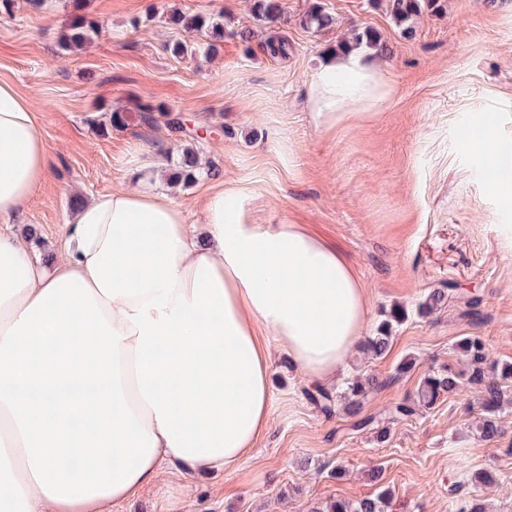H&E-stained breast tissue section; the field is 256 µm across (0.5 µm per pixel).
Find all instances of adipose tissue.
<instances>
[{
    "instance_id": "ef3b65f1",
    "label": "adipose tissue",
    "mask_w": 512,
    "mask_h": 512,
    "mask_svg": "<svg viewBox=\"0 0 512 512\" xmlns=\"http://www.w3.org/2000/svg\"><path fill=\"white\" fill-rule=\"evenodd\" d=\"M391 93L371 52L329 54L307 110L330 132L373 119ZM45 176L35 114L0 83L1 224ZM150 181L84 204L50 265L0 234V512H103L161 463L233 467L269 426L274 352L328 384L365 332L364 287L335 245L251 223L232 187L189 224Z\"/></svg>"
}]
</instances>
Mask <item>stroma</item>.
I'll return each instance as SVG.
<instances>
[{
  "label": "stroma",
  "instance_id": "obj_1",
  "mask_svg": "<svg viewBox=\"0 0 512 512\" xmlns=\"http://www.w3.org/2000/svg\"><path fill=\"white\" fill-rule=\"evenodd\" d=\"M315 2L335 27L302 26ZM281 3L283 22L266 27L256 25L247 0H87L103 28L77 52L58 46L69 0L38 8L22 0L13 17L0 18V82L28 100L47 150L44 182L0 233L33 229L28 247L53 261L77 217L73 199L90 200L177 157L180 141L165 130L98 129L107 110L151 98L223 128L197 145L219 175L172 193L189 223L202 222L209 187L238 188L253 223L301 225L351 262L370 302L368 332L392 309L408 314L382 356L356 345L329 386L341 391L357 375L384 380L364 403L378 426L355 430L340 403L323 413L307 396L313 382L278 352L269 428L242 461L192 478L161 465L151 485L112 512H310L384 486L390 512H456V485L487 512H512V408L504 436L492 442L475 431L479 408L456 397L408 420L388 419L430 368H462L463 337L482 336L495 360L512 363V201L491 178L485 152L459 143L467 118L480 114L512 149V0H446L443 14L421 16L410 37L383 0ZM177 11L221 12L231 27L256 34L176 58L164 46L183 36L168 22ZM362 27L378 30L392 49L383 58L392 95L375 119L322 133L305 107L312 73L338 38ZM271 36L287 39V57L266 52ZM450 284L456 291L445 306L418 314L433 289ZM472 292L481 298L474 315L463 303ZM403 363L407 371L398 372ZM338 465L346 474L336 479L330 471ZM375 467L382 482L371 477ZM484 471L491 483L476 481Z\"/></svg>",
  "mask_w": 512,
  "mask_h": 512
}]
</instances>
